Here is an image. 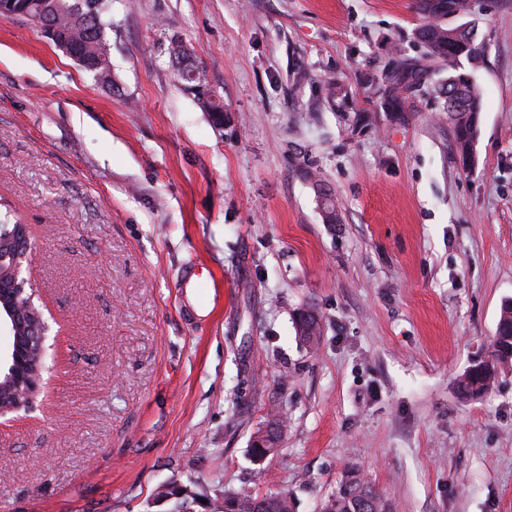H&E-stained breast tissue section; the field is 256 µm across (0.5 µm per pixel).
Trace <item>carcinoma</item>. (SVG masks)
Masks as SVG:
<instances>
[{
	"mask_svg": "<svg viewBox=\"0 0 512 512\" xmlns=\"http://www.w3.org/2000/svg\"><path fill=\"white\" fill-rule=\"evenodd\" d=\"M423 23L415 34L422 57L412 58L395 50L392 68L387 75L363 77V84L372 89L380 106L392 119L402 116L407 94L425 86L434 89L444 99L440 118L448 121L454 132L456 155L465 169L475 165V145L481 133L483 94L474 70L485 53L483 41L474 27L448 20L463 18L471 13L470 0H419ZM112 0H0V19L38 16L36 26L48 21L56 27L57 37L67 42L79 57H92V73L101 86L112 89V61L105 30L112 27ZM434 61L448 67V76L434 79L426 62ZM203 111L209 113L214 125H219L215 113L224 111L222 101L209 96L195 97ZM512 336V300L501 306L490 356L495 358L492 369L465 371L458 387L465 396L476 397L488 391L498 369L512 364V353L501 354L498 344ZM224 496L239 502V512H294V499L288 491H267L260 495L241 487L228 489ZM387 507L388 502L364 477L349 485L340 481L336 489L321 502L320 512H373L371 504Z\"/></svg>",
	"mask_w": 512,
	"mask_h": 512,
	"instance_id": "carcinoma-1",
	"label": "carcinoma"
}]
</instances>
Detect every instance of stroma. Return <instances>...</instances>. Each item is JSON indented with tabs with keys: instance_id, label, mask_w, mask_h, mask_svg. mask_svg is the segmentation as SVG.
Wrapping results in <instances>:
<instances>
[{
	"instance_id": "stroma-1",
	"label": "stroma",
	"mask_w": 512,
	"mask_h": 512,
	"mask_svg": "<svg viewBox=\"0 0 512 512\" xmlns=\"http://www.w3.org/2000/svg\"><path fill=\"white\" fill-rule=\"evenodd\" d=\"M467 20L470 171L436 96L393 120L362 82L419 55L416 0H112L111 90L0 19V202L55 334L32 409L0 417V512H171L172 482L191 512L241 486L319 512L351 465L393 512H512V366L457 387L512 298V0ZM179 42L223 128L180 90ZM273 409L288 428L252 462Z\"/></svg>"
}]
</instances>
